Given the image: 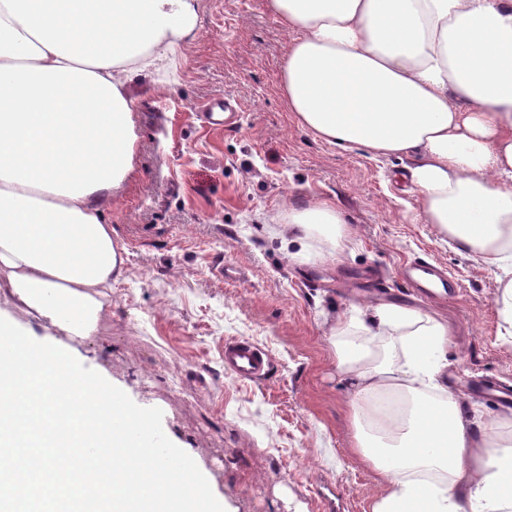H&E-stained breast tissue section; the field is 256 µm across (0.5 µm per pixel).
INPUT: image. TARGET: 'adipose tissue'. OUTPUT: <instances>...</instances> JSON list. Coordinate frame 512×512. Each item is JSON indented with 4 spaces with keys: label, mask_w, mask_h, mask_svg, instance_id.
Returning <instances> with one entry per match:
<instances>
[{
    "label": "adipose tissue",
    "mask_w": 512,
    "mask_h": 512,
    "mask_svg": "<svg viewBox=\"0 0 512 512\" xmlns=\"http://www.w3.org/2000/svg\"><path fill=\"white\" fill-rule=\"evenodd\" d=\"M298 125L404 161L427 223L498 281L512 341V0H269ZM197 0H0V288L46 335L94 336L123 250L100 213L134 168L128 83L165 71ZM334 255L346 218L291 210ZM372 512H512V411L448 387L443 319L366 304L330 328Z\"/></svg>",
    "instance_id": "ef3b65f1"
}]
</instances>
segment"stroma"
I'll list each match as a JSON object with an SVG mask.
<instances>
[{
	"label": "stroma",
	"instance_id": "stroma-1",
	"mask_svg": "<svg viewBox=\"0 0 512 512\" xmlns=\"http://www.w3.org/2000/svg\"><path fill=\"white\" fill-rule=\"evenodd\" d=\"M198 14L167 87L143 75L130 83L135 170L101 205L125 269L99 330L52 341L137 405L160 408L165 434L225 512H371L376 475L354 450L329 326L368 300L445 318L449 387L497 413L503 402L479 390L512 385L496 277L426 223L397 177L399 160L345 151L299 127L279 84L289 36L268 0H198ZM224 101L237 108L233 125L209 128L200 107ZM315 202L347 219L335 257L284 231L289 207ZM417 258L444 271V302L402 280ZM235 338L269 354L268 380L225 369L224 344Z\"/></svg>",
	"mask_w": 512,
	"mask_h": 512
}]
</instances>
